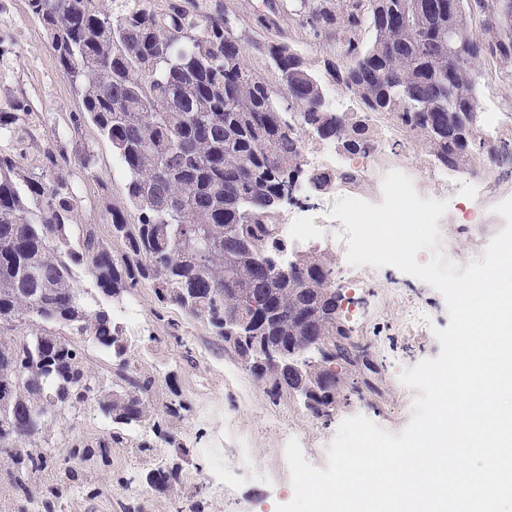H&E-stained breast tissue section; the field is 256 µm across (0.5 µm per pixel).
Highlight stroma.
I'll return each mask as SVG.
<instances>
[{
  "label": "stroma",
  "mask_w": 512,
  "mask_h": 512,
  "mask_svg": "<svg viewBox=\"0 0 512 512\" xmlns=\"http://www.w3.org/2000/svg\"><path fill=\"white\" fill-rule=\"evenodd\" d=\"M281 29L325 88H335L334 68L346 63L337 54L335 42L310 36L292 22ZM0 64L8 69L7 79L0 82V102L20 98L31 111L35 137L29 154L48 142L70 156L87 149L93 152L101 178L78 182L82 200L78 220L91 225L114 256H122L125 246L112 237L110 212L118 209L127 223L138 221L137 211L123 196L122 166L92 124L73 126L71 116L80 111L81 101L63 76L42 26L29 14L27 0H0ZM472 75L481 147L462 174L483 185L485 192L480 198L447 195L448 209L438 221L441 249L463 268L482 258L490 240L506 225L504 218L493 213V206L512 198V60L481 59ZM490 112L499 113L501 129H488L484 117ZM336 155V172H358L366 193H373L387 170L408 167L423 174L427 193L435 198L443 195V178L425 177L428 156L415 140L401 141L373 156L352 155L341 148ZM315 171V165L305 166L295 207L325 227L324 239L307 243V250L338 261L343 237L329 224L337 194L312 187L308 176ZM76 278L91 298L105 301L111 310L134 300L142 314L137 329H121L128 341L122 359L102 351L91 336L54 327V334L82 348L97 385L107 390L118 385L119 364L125 359L130 371L153 379L149 397L159 410L158 421H165L162 408L167 403L181 400L188 409L176 424L180 448L157 437L151 425L142 426L129 433L124 444H111L106 459L92 461L78 482L64 486L55 512H269L271 505L287 503L293 496L282 448L284 433L299 428L306 460L320 469L328 466L326 450L345 418L360 414L400 434L411 420L416 392L403 385L399 375L403 368L438 357L441 346L434 331L449 324L443 295L413 276L391 266L365 265L354 278L335 270L333 286L342 297L341 318L351 330L360 361L337 366L343 395L329 415L318 416L296 396L270 398L264 384L254 379L205 321L177 306L159 303L151 284L106 298L94 289L87 271L77 270ZM412 306L429 319L431 329L425 335L411 336L402 328ZM111 431V421L96 406L85 404L62 410L49 420L42 444L60 460L76 444L97 448L109 441ZM143 440L149 442V450L139 449ZM242 458L250 463L248 471L227 483L214 478L216 465L230 466ZM155 469L174 471L169 491H158L147 482V473Z\"/></svg>",
  "instance_id": "35a3bbf8"
}]
</instances>
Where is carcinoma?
<instances>
[{
    "instance_id": "obj_1",
    "label": "carcinoma",
    "mask_w": 512,
    "mask_h": 512,
    "mask_svg": "<svg viewBox=\"0 0 512 512\" xmlns=\"http://www.w3.org/2000/svg\"><path fill=\"white\" fill-rule=\"evenodd\" d=\"M411 0H298L289 15L306 32L336 38L348 59L336 84L354 95L364 112L386 113L420 138L430 156L449 171L471 160L475 129L463 115L476 108L471 63L448 60V15H415L408 28L389 24ZM63 76L81 98L72 123H92L124 170L123 192L139 223L111 213L112 237L126 252L116 261L90 228L80 249L71 248L79 227L72 176L100 179L93 156L43 147L26 173L24 145L32 140L24 101L0 106V327L25 317L91 333L119 357L127 346L111 313L91 310L77 287L74 268L84 267L96 287L116 295L143 281L158 301L173 303L206 321L213 333L280 336L288 354L303 353L309 334L328 342L303 363L309 405L316 415L336 407L342 380L330 368L350 361L349 330L339 318L333 267L315 253L289 250L278 224L288 180L304 165L301 131L319 129L349 153H367L374 138L368 123L324 107V89L308 62L290 44L258 31L280 30L273 20L246 21L222 0H28ZM486 0H459L458 37L478 42L467 11ZM369 29L362 48L353 33ZM277 71L267 81L243 44ZM483 55L512 57V42L482 43ZM288 87L291 98L283 96ZM290 267L283 280L261 270ZM232 348L254 378L277 397L286 391L279 371ZM124 387H97L81 349L45 331L24 341L0 342V451L6 476L24 498L29 478L52 461L38 444L52 413L92 402L124 428L153 416L152 380L122 374ZM90 448L70 449L65 474L79 480ZM173 472L157 469L147 481L159 490Z\"/></svg>"
}]
</instances>
